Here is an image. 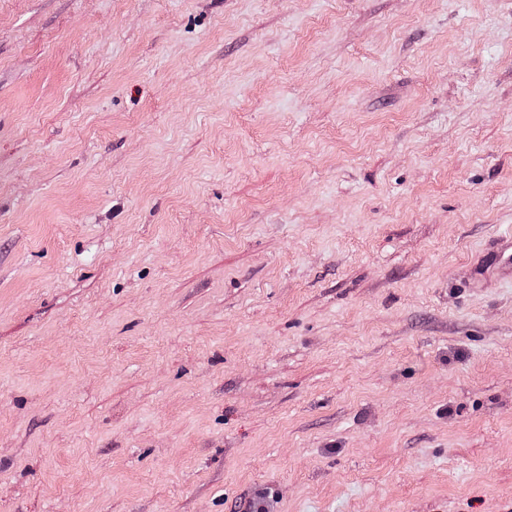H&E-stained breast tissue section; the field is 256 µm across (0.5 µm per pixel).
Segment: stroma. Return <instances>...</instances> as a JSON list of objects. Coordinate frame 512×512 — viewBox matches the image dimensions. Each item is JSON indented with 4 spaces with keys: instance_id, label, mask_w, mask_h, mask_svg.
<instances>
[{
    "instance_id": "1",
    "label": "stroma",
    "mask_w": 512,
    "mask_h": 512,
    "mask_svg": "<svg viewBox=\"0 0 512 512\" xmlns=\"http://www.w3.org/2000/svg\"><path fill=\"white\" fill-rule=\"evenodd\" d=\"M512 0H0V512H512Z\"/></svg>"
}]
</instances>
